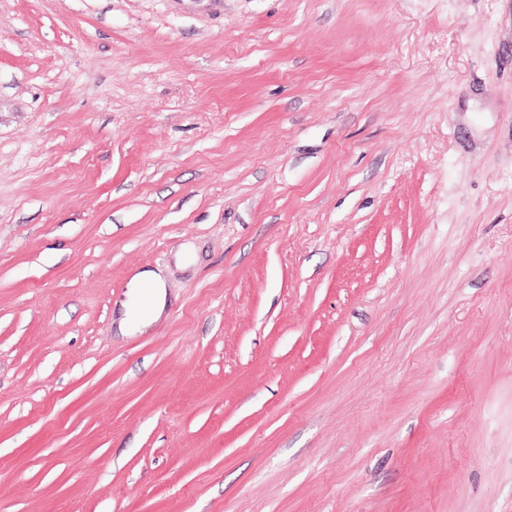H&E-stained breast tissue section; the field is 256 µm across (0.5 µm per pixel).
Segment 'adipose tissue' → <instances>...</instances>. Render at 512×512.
Returning a JSON list of instances; mask_svg holds the SVG:
<instances>
[{
    "label": "adipose tissue",
    "mask_w": 512,
    "mask_h": 512,
    "mask_svg": "<svg viewBox=\"0 0 512 512\" xmlns=\"http://www.w3.org/2000/svg\"><path fill=\"white\" fill-rule=\"evenodd\" d=\"M165 308V283L160 273L143 271L132 279V295L123 302L118 328L132 334L151 326Z\"/></svg>",
    "instance_id": "1"
}]
</instances>
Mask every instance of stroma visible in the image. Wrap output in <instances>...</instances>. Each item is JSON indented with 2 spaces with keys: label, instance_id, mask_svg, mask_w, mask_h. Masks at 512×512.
Instances as JSON below:
<instances>
[{
  "label": "stroma",
  "instance_id": "1",
  "mask_svg": "<svg viewBox=\"0 0 512 512\" xmlns=\"http://www.w3.org/2000/svg\"><path fill=\"white\" fill-rule=\"evenodd\" d=\"M0 512H512V0H0ZM132 295L122 303L118 328L123 334L141 332L151 326L165 308V283L160 273L143 271L132 279Z\"/></svg>",
  "mask_w": 512,
  "mask_h": 512
}]
</instances>
